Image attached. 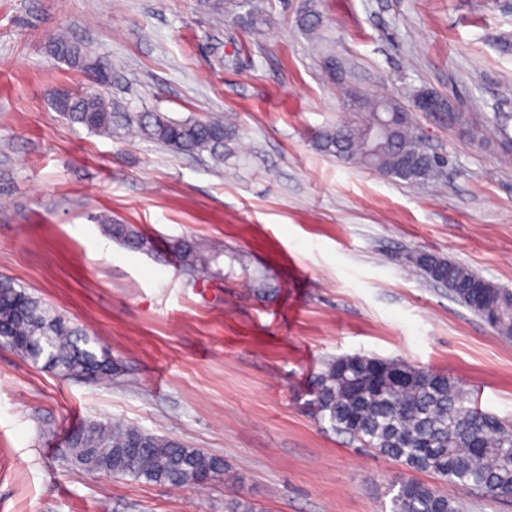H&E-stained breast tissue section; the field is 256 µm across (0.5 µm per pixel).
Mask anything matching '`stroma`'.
<instances>
[{
  "instance_id": "1",
  "label": "stroma",
  "mask_w": 512,
  "mask_h": 512,
  "mask_svg": "<svg viewBox=\"0 0 512 512\" xmlns=\"http://www.w3.org/2000/svg\"><path fill=\"white\" fill-rule=\"evenodd\" d=\"M309 3L350 85L328 78L298 28ZM59 29L111 61L106 94L126 111L229 119L223 163L56 112L54 92L88 85L50 54ZM504 40L512 0H224L219 23L197 0H0V275L118 366L109 380L63 378L0 345V512H224L236 493L263 512H390L393 483L436 479L311 413L310 378L334 357L444 372L512 421V338L405 260L430 253L512 289V148L413 113L447 160L441 183L415 189L313 145L351 119L353 88L400 99L428 88L489 125L512 112ZM102 213L144 230L152 251L108 241ZM179 238L223 249V279L180 273ZM252 274L275 284L272 299L252 296ZM104 418L221 457L236 482L87 473L65 440Z\"/></svg>"
}]
</instances>
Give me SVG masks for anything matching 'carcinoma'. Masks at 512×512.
<instances>
[{
    "mask_svg": "<svg viewBox=\"0 0 512 512\" xmlns=\"http://www.w3.org/2000/svg\"><path fill=\"white\" fill-rule=\"evenodd\" d=\"M299 26L322 43H329L321 14L308 5ZM51 51L85 76L97 71L101 59L64 33L51 38ZM353 122L320 131L315 148L339 161L422 186L441 178L444 162L425 154L419 131L404 111V103L389 95H370L358 101L349 96ZM55 109L73 124L102 135L116 125L140 138L189 156L203 152L221 159L224 144L236 136L224 117L174 119L157 111L122 112L103 89L70 95ZM451 124L472 139L484 140L481 128L453 107ZM105 232L135 249H150L149 239L131 224L98 217ZM179 268L224 278L221 253L195 241L172 246ZM440 267L449 293L469 305L470 285L482 277L461 264L431 257ZM497 294L487 309L490 327L512 336V290L493 287ZM0 342L13 347L34 365L63 377L110 379L118 367L108 351L84 329L69 323L39 297L0 277ZM377 385L368 384L372 358L363 355L326 361L313 376L310 405L338 432L374 453L386 456L412 472H428L446 484L472 486L488 497L512 499V424L481 411L447 374L385 360ZM73 457L91 473L129 477L146 483L203 486L226 480L220 457L192 448L176 437L157 436L134 425L88 421L69 432ZM463 504L442 491L416 481L399 483L390 512H462ZM224 512H260L257 503L236 494L224 500Z\"/></svg>",
    "mask_w": 512,
    "mask_h": 512,
    "instance_id": "1",
    "label": "carcinoma"
}]
</instances>
